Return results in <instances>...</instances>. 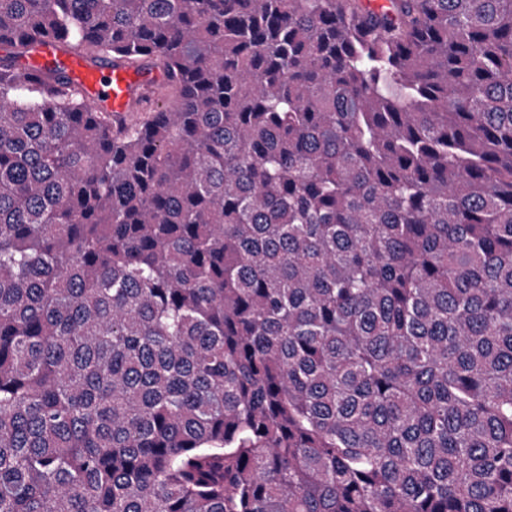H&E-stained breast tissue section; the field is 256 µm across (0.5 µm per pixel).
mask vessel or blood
Masks as SVG:
<instances>
[{"mask_svg":"<svg viewBox=\"0 0 512 512\" xmlns=\"http://www.w3.org/2000/svg\"><path fill=\"white\" fill-rule=\"evenodd\" d=\"M67 65L70 76L84 87L88 102L112 113L141 111L140 94L160 80L155 71L121 67L104 72L78 58L69 59Z\"/></svg>","mask_w":512,"mask_h":512,"instance_id":"vessel-or-blood-1","label":"vessel or blood"}]
</instances>
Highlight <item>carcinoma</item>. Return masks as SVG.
I'll list each match as a JSON object with an SVG mask.
<instances>
[{
    "mask_svg": "<svg viewBox=\"0 0 512 512\" xmlns=\"http://www.w3.org/2000/svg\"><path fill=\"white\" fill-rule=\"evenodd\" d=\"M0 47V512H512V0H0ZM87 63L103 70L111 67L108 61H98L96 65ZM67 65L69 75L84 87L87 100L93 107H105L112 113L133 112L135 120L147 113L142 112L143 107L139 103L140 94L150 88L153 83L160 81L157 71L148 73L130 67H121L103 73L78 58H70ZM140 112L142 113L139 115Z\"/></svg>",
    "mask_w": 512,
    "mask_h": 512,
    "instance_id": "obj_1",
    "label": "carcinoma"
}]
</instances>
